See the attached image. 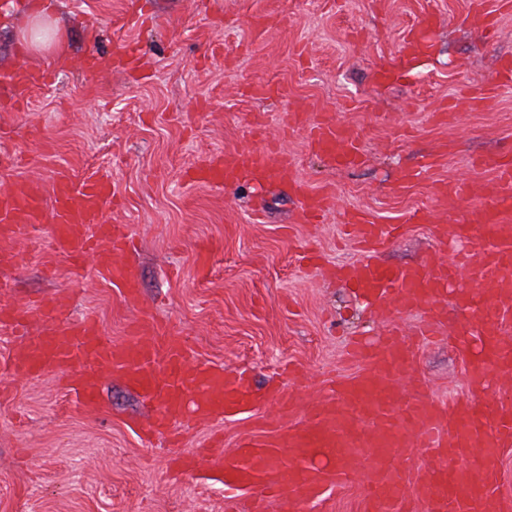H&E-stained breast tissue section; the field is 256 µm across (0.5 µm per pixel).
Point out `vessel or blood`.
I'll return each mask as SVG.
<instances>
[{
	"label": "vessel or blood",
	"instance_id": "b4317fda",
	"mask_svg": "<svg viewBox=\"0 0 512 512\" xmlns=\"http://www.w3.org/2000/svg\"><path fill=\"white\" fill-rule=\"evenodd\" d=\"M49 72L17 70L0 83L19 94L45 84ZM292 121L307 129L309 144L331 164L356 165L363 153L333 114ZM490 182L461 179L439 185L436 196L472 204L468 224L447 226L434 211L413 213L412 222L436 225V253L420 263L398 268L383 264L381 249L399 236L396 224L354 222L359 258L337 266V276L351 282L381 313H427L415 332L395 326L375 340H356L351 354L365 363L362 371L334 383L312 403L303 421L278 423L241 437L228 450L192 449L172 462L181 476L193 474L198 457L224 485L227 512H268L272 503L290 512H321L336 489L357 482L364 512H512V495L501 489L505 450L512 449V159L484 157ZM192 181L234 186L288 183L305 220L328 209L325 194L311 190L293 173L288 158L262 145L235 155L210 157L194 169ZM53 204L51 243L73 273L86 264L125 297L136 294L139 278L125 263V225L108 223L112 178L103 174L77 182L60 174L51 190L28 181L0 191V268L17 265L14 243L27 235ZM452 258L440 260L439 252ZM471 324L480 352L466 357L465 399L438 403L414 376L415 349L435 335L447 301ZM69 295L55 292L17 307L0 308V324L22 336L9 357L17 376H63L65 388L87 410L97 406L103 375L120 376L153 411L151 433L167 435L173 423L191 419L215 422L252 413L266 404L288 410L285 388L257 392L251 379L224 365L196 359L190 342L167 324L139 318L121 342L105 336L96 319L72 318ZM41 328L29 333L32 321ZM408 448L420 458L405 457Z\"/></svg>",
	"mask_w": 512,
	"mask_h": 512
}]
</instances>
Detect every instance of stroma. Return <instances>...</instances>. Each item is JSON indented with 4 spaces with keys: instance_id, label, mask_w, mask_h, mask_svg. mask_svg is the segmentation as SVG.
I'll use <instances>...</instances> for the list:
<instances>
[{
    "instance_id": "35a3bbf8",
    "label": "stroma",
    "mask_w": 512,
    "mask_h": 512,
    "mask_svg": "<svg viewBox=\"0 0 512 512\" xmlns=\"http://www.w3.org/2000/svg\"><path fill=\"white\" fill-rule=\"evenodd\" d=\"M433 15L431 47L402 54L407 31ZM68 57L25 52V9L0 12V72L56 69L49 86L14 101L0 84V189L20 181L50 185L63 173L112 177L111 224L127 225L140 278L128 300L94 272L75 278L48 227L15 249L19 266L0 270V306L68 291L76 316H95L123 341L152 316L187 337L201 357L249 365L264 387L282 361L306 375L293 388L298 422L319 399L330 370L345 363L355 336L382 327L415 331L421 314L380 317L342 280L299 263L309 249L341 263L358 256L341 226L356 209L402 238L382 261H421L434 246L429 224L409 223L434 207V190L458 176L489 181L473 158L512 150V92L491 89L500 57L512 58V7L503 0H54L50 15ZM133 44L142 70L113 56ZM100 70L88 77L86 56ZM265 85L273 93H251ZM334 114L365 152L362 164L330 165L311 149L290 113ZM275 135L296 176L329 194L321 222L299 220L290 185L248 181L224 188L189 182L209 156L255 147L256 122ZM442 163L405 182L422 156ZM208 248L206 269L196 252ZM16 344L0 327V512H225L222 485L170 480L171 448L141 437L149 413L123 379L106 377L95 411L80 408L54 375L21 378L6 361ZM463 353L423 344L415 369L439 401L464 397Z\"/></svg>"
}]
</instances>
